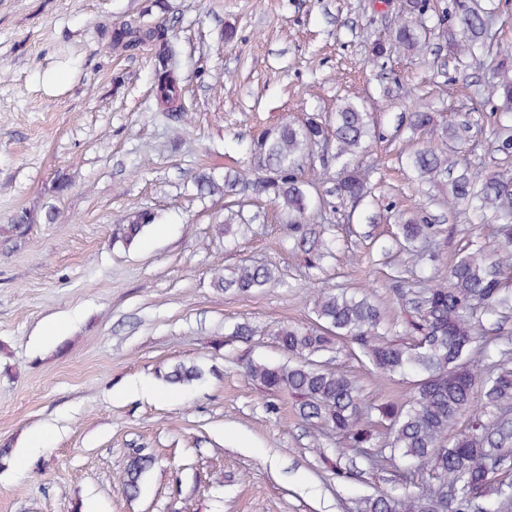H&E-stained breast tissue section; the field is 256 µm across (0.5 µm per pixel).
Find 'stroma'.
Listing matches in <instances>:
<instances>
[{
	"label": "stroma",
	"mask_w": 512,
	"mask_h": 512,
	"mask_svg": "<svg viewBox=\"0 0 512 512\" xmlns=\"http://www.w3.org/2000/svg\"><path fill=\"white\" fill-rule=\"evenodd\" d=\"M406 3L0 0V448L10 450L0 512H354L409 483L404 460L369 468L345 437L303 421L293 398L242 368L286 362L274 330L308 325L324 287L370 293L387 337L411 341L418 280L445 273L468 242L499 245L493 225L449 209L447 186L403 171L414 143L398 127L411 99L426 98L470 127L449 153L512 172L492 134L488 73L449 52L441 22L482 5L498 43L512 46V0H431L427 47L374 58ZM133 15L166 23L178 46L184 118L163 110L149 46L111 41ZM347 99L365 101L377 124L363 163L370 197L333 198L305 226L307 252L263 197L242 209L248 229L215 237L225 201L197 196L196 170L247 167L258 129L330 120ZM139 209L157 222L133 245L116 243L120 218ZM416 211L440 228L435 261L395 244ZM24 213L35 222L20 233ZM245 262L274 268L279 283L214 288L215 269ZM243 323L246 339L234 334ZM326 359L369 401L413 390L412 377L378 376L348 350ZM180 363L204 379L166 384L162 372ZM136 451L155 463L133 498L122 470Z\"/></svg>",
	"instance_id": "obj_1"
}]
</instances>
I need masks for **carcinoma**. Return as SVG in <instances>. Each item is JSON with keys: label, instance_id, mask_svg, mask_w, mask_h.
Listing matches in <instances>:
<instances>
[{"label": "carcinoma", "instance_id": "cac0c4a2", "mask_svg": "<svg viewBox=\"0 0 512 512\" xmlns=\"http://www.w3.org/2000/svg\"><path fill=\"white\" fill-rule=\"evenodd\" d=\"M426 37L422 22L403 17L372 53L381 57L397 48L418 53ZM114 39L129 50L146 40L154 43L157 93L166 102L179 99V50L166 24L146 28L133 16L121 22ZM448 47L460 59L486 65L500 110L512 112V76L494 65L495 58L509 49L492 42L482 10L472 7L449 17ZM407 128L417 139L425 135L446 142L460 136L459 128L439 121L421 100L412 104ZM370 137V112L364 102L353 100L338 106L329 129L312 116L261 131L252 140L253 169H227L220 179L206 170L194 176L199 194L229 199L227 215L214 225L215 233L228 234L239 217L232 199L247 193L264 195L279 208L285 223L300 233L298 246L305 247L307 237L301 230L316 207L336 194L353 200L366 196L359 165ZM331 139L341 177L322 191L320 184L302 180L298 172L314 148ZM405 164L422 183L447 182L448 207L491 214L498 222L503 253L475 243L437 283L412 292L419 321L412 325L416 336L410 342L382 336V312L367 297L322 289L314 298L313 325L283 326L274 332L289 360L277 364L249 359L245 374L268 393L291 394L302 419L348 438L369 466L380 465L389 452L427 472L429 479L417 484V491L365 497L359 512H491L493 504L505 509L512 505V337L486 336V323L512 313V289L502 276L503 267L512 266V174L488 172L470 163L461 166L448 150L432 143L409 154ZM155 219L149 210L125 214L120 239L132 244ZM437 234L438 225L424 216L398 225L405 248L414 243L430 248ZM275 280L269 266L244 263L229 277L215 272L213 286L247 293ZM338 340L350 344L351 351L365 357L381 377L415 375L413 394L400 403H366L354 377L318 360L332 352ZM204 375L198 365L177 364L164 379L184 386ZM374 411L387 422L379 447L373 446L370 430ZM464 416L467 424L460 429ZM151 464L152 458L140 453L129 458L124 470L127 492H138Z\"/></svg>", "mask_w": 512, "mask_h": 512}]
</instances>
